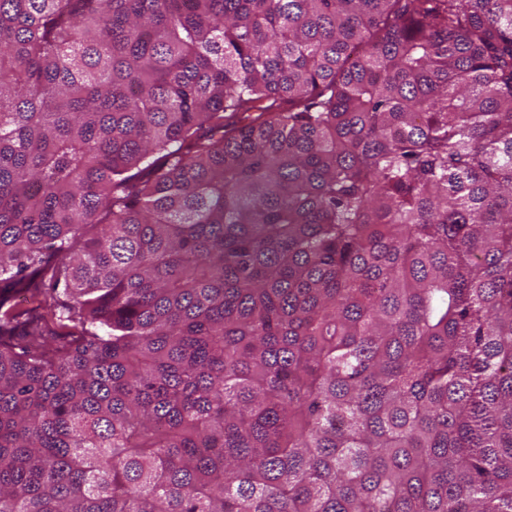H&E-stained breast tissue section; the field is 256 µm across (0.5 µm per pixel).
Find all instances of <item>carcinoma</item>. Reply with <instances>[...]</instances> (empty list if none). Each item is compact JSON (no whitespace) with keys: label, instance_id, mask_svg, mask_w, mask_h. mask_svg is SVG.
Returning a JSON list of instances; mask_svg holds the SVG:
<instances>
[{"label":"carcinoma","instance_id":"1","mask_svg":"<svg viewBox=\"0 0 512 512\" xmlns=\"http://www.w3.org/2000/svg\"><path fill=\"white\" fill-rule=\"evenodd\" d=\"M0 512H512V0H0Z\"/></svg>","mask_w":512,"mask_h":512}]
</instances>
